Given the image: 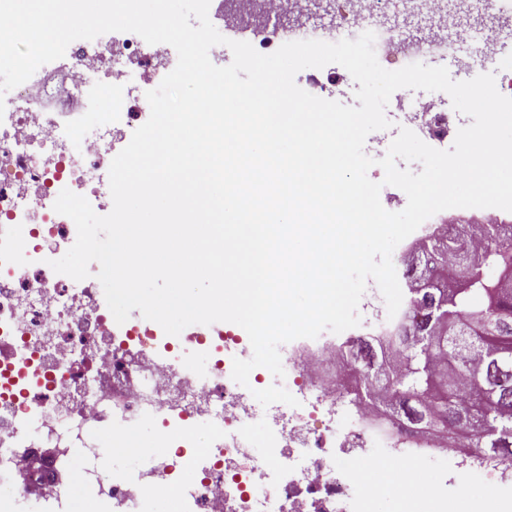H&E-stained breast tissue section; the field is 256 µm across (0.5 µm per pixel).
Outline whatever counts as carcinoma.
Here are the masks:
<instances>
[{"instance_id": "1", "label": "carcinoma", "mask_w": 512, "mask_h": 512, "mask_svg": "<svg viewBox=\"0 0 512 512\" xmlns=\"http://www.w3.org/2000/svg\"><path fill=\"white\" fill-rule=\"evenodd\" d=\"M469 226L434 236L430 285L410 295L399 368L388 371L369 345L350 350L363 387L411 425L491 448L512 466V224H485L484 251H470Z\"/></svg>"}]
</instances>
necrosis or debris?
Returning a JSON list of instances; mask_svg holds the SVG:
<instances>
[{"mask_svg":"<svg viewBox=\"0 0 512 512\" xmlns=\"http://www.w3.org/2000/svg\"><path fill=\"white\" fill-rule=\"evenodd\" d=\"M292 0H266L267 21L252 46L276 51L279 18ZM349 39L366 31L388 59L440 53L465 64L495 62L493 45L512 37L502 0H346ZM465 21L464 38L449 36ZM168 45L114 32L70 44L58 88L36 71L6 97L0 115V512H72L73 490L55 474L59 456L76 451L74 474L93 484L88 512H153L158 494H176L177 512H367L370 497L396 490L411 497L420 481L397 485L389 463L418 471L464 450L436 436H417L381 414L358 392L360 381L341 355L350 332L301 339L282 358L281 386L298 406L258 405L264 373L248 385L232 377L233 358L250 359V343L228 329L204 326L189 342L162 348L150 322L114 325L97 292L98 264L76 281L48 261L71 247L74 222L54 211L63 189L91 206L111 201L100 174L127 145V132L150 116L146 91L173 66ZM55 111H46L47 102ZM85 112L90 124L61 121ZM400 126L447 140L453 113L417 101ZM152 419L175 438L166 448L139 449L134 470L103 476L95 468L97 436L114 441ZM261 423L268 453H254L251 427Z\"/></svg>","mask_w":512,"mask_h":512,"instance_id":"obj_1","label":"necrosis or debris"}]
</instances>
